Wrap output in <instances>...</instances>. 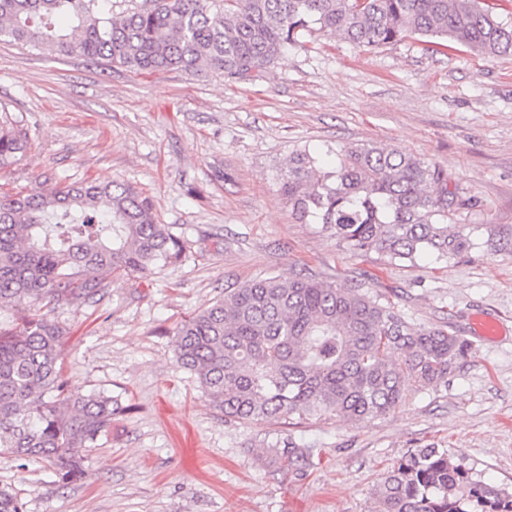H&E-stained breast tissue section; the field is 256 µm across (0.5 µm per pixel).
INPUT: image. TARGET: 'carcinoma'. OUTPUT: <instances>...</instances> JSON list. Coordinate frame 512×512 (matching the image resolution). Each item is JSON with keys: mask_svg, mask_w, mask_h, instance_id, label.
<instances>
[{"mask_svg": "<svg viewBox=\"0 0 512 512\" xmlns=\"http://www.w3.org/2000/svg\"><path fill=\"white\" fill-rule=\"evenodd\" d=\"M313 25L359 47L417 35L512 54V24L481 0H0V41L142 73L209 70L253 81ZM27 145L18 121L0 114V169ZM281 191L299 221L355 252L413 264L480 247L449 230L469 200L448 191L446 171L374 143L341 149L336 167L321 173L298 154ZM152 210L114 181L0 196V308L21 313L16 327L0 325V454L45 460L64 481L85 477L84 451L120 406L103 392L69 388L58 353L64 329L48 313L103 294L116 272L180 260L183 240ZM33 303L47 312H28ZM175 336L177 363L224 418L239 422L384 416L411 389L447 382L468 350L446 324L418 326L359 286L300 273L225 291ZM262 460L269 472L297 478L317 466L314 450L291 437L267 442ZM377 498L379 512H512V492L433 446L388 471ZM0 512H23L5 487Z\"/></svg>", "mask_w": 512, "mask_h": 512, "instance_id": "1", "label": "carcinoma"}]
</instances>
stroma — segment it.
Listing matches in <instances>:
<instances>
[{
    "label": "stroma",
    "mask_w": 512,
    "mask_h": 512,
    "mask_svg": "<svg viewBox=\"0 0 512 512\" xmlns=\"http://www.w3.org/2000/svg\"><path fill=\"white\" fill-rule=\"evenodd\" d=\"M0 103L29 133L0 170V193L114 180L150 197L187 246L180 262L112 276L99 301L54 312L71 387L121 410L86 449L81 481L0 455V488L25 512H378L389 468L429 444L512 492V55L416 37L359 47L315 30L240 81L0 42ZM358 143L445 170L449 191L470 201L454 224L486 247L392 263L300 223L280 191L290 158L306 151L326 169ZM293 272L362 285L415 324H449L468 352L446 383L410 391L381 418L225 419L178 366L175 329L225 289ZM486 317L504 324L501 337H477ZM276 433L316 450L306 478L262 465Z\"/></svg>",
    "instance_id": "stroma-1"
}]
</instances>
